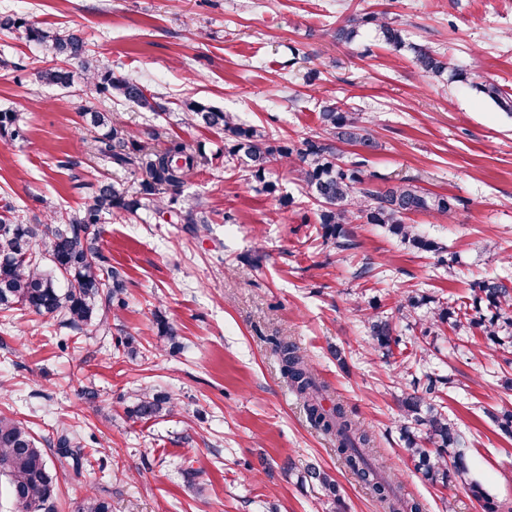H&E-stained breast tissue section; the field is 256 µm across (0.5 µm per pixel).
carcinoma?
<instances>
[{"label": "carcinoma", "mask_w": 512, "mask_h": 512, "mask_svg": "<svg viewBox=\"0 0 512 512\" xmlns=\"http://www.w3.org/2000/svg\"><path fill=\"white\" fill-rule=\"evenodd\" d=\"M365 27L373 28L391 50L405 47L404 30L396 21L384 14L356 11L346 15L336 28V40L351 44ZM0 29L15 40L42 47L48 64L38 74L45 84L71 87L72 74L63 64L75 61L98 100H122L148 112L162 109L138 78L112 72L74 30L44 29L14 14L0 16ZM412 51L414 65L424 77L441 80L455 72L445 56L428 46H414ZM478 91L500 108L512 111V94L503 88L485 83ZM184 109L188 123L224 131V157L244 164L251 178L266 192L277 190L276 183L269 180L274 168H291L316 201L323 244L333 251L343 253L358 248L351 225L360 222L384 227L419 252H443L439 243L422 234L417 225L407 223V218L413 213L450 215L456 198L428 192L413 179H402L377 191L364 174L366 159L350 164L341 160V144L357 145L368 153L380 148L369 122L359 113L326 101L318 112V132L298 142L281 143L272 140L266 131L242 123L232 112L196 100L185 102ZM84 116L102 131L100 153L112 165L146 171L139 194L130 197L114 185L101 182L90 204L60 216L53 214L47 223L39 220L20 224L8 204L0 211V310L21 306L39 315H52L59 318L62 327L77 333L111 330L112 311L124 306L125 277L107 265L100 248L98 224L103 218L135 215L145 209L159 214L173 212L192 231L199 224L209 223L205 212L182 195L188 173L203 164L201 155L177 140L154 151L135 131L113 123L110 112L95 104L84 108ZM0 136H19L16 113L0 111ZM423 307L427 308L422 330L425 337L444 325L454 331L476 327L492 345L512 348V280L508 278L477 283L466 310L411 292L395 312L408 319ZM368 336L372 347L385 358L392 357L400 343L396 324L389 316L368 317ZM274 352L279 356L283 377L302 401L311 423L334 442L344 466L367 487L385 512H422L419 502L401 496L399 481L375 447L372 434L341 403L331 402L328 385L320 380L299 348L277 341ZM446 385L447 377L426 372L423 379L413 380L411 391L401 395V438L406 450L415 468L431 484L446 487L459 480L480 502L482 512H499V505L483 485L469 477L461 436L435 404ZM174 408L168 394L144 392L127 413L150 420L169 414ZM490 418L502 434L512 437L511 409L503 407L490 413ZM56 454L80 465L81 444L74 433L61 430ZM0 475L8 480L10 496L19 501V512H29L30 505L36 506L35 512H52L55 483L48 457L24 422L4 415H0ZM301 480L321 487L330 512H342L338 487L329 474L312 464L304 469ZM76 512H112V503L104 495L92 494L77 506Z\"/></svg>", "instance_id": "1"}]
</instances>
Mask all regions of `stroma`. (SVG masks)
I'll return each mask as SVG.
<instances>
[{
    "label": "stroma",
    "mask_w": 512,
    "mask_h": 512,
    "mask_svg": "<svg viewBox=\"0 0 512 512\" xmlns=\"http://www.w3.org/2000/svg\"><path fill=\"white\" fill-rule=\"evenodd\" d=\"M354 11L387 13L406 47L391 51L372 31L337 42L333 30ZM3 13L83 32L105 65L138 77L163 107L156 117L124 106L113 120L152 135L156 148L177 139L206 158L183 194L209 215L210 232L149 211L104 224L102 252L126 279L111 331L75 334L22 307L0 311V413L26 422L47 454L63 428L83 446L82 467L54 469L55 512H74L91 493L109 497L112 512H329L321 489L301 480L310 463L338 482L343 512H382L288 389L277 339L298 346L372 433L404 497L423 512H481L461 484L425 481L400 437L401 393L423 369L448 376L440 403L471 474L512 512V437L488 417L512 401L501 387L512 352L476 328L424 337L403 322L406 352L386 360L364 327L365 314L394 313L406 292L456 306L475 283L512 276V115L476 89L512 92V0H0ZM415 44L438 49L467 82L425 81ZM44 59L41 47L0 31V110L17 113L26 132L0 138V205L24 222L49 205L86 206L97 181L133 195L142 180L96 151L84 80L64 89L37 79ZM328 98L370 119L381 143L368 156L373 188L410 177L457 198L452 218L409 217L445 247L456 275L374 224L354 225V254L326 249L294 173L276 169L267 193L225 163L223 131L183 121L193 99L299 141L317 130ZM366 261L371 276L356 277ZM163 320L177 348L161 346ZM127 334L137 357L117 344ZM420 345L430 351L423 367L410 357ZM146 389L169 393L174 413L129 418Z\"/></svg>",
    "instance_id": "stroma-1"
}]
</instances>
